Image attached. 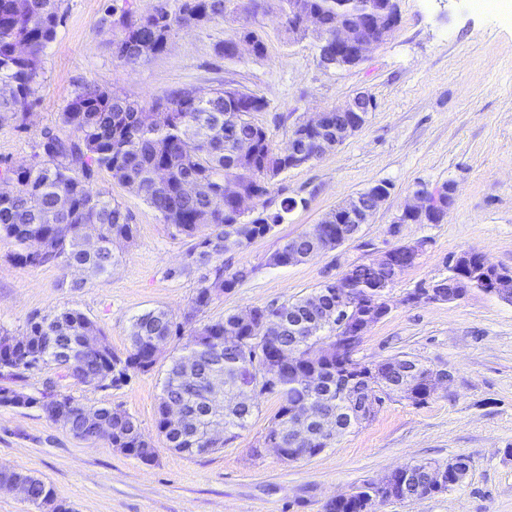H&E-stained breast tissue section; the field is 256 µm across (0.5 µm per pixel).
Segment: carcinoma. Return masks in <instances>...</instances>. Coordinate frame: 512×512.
<instances>
[{
    "label": "carcinoma",
    "mask_w": 512,
    "mask_h": 512,
    "mask_svg": "<svg viewBox=\"0 0 512 512\" xmlns=\"http://www.w3.org/2000/svg\"><path fill=\"white\" fill-rule=\"evenodd\" d=\"M63 0H0V112L27 114L36 101L41 78V57L55 39L61 19ZM283 27L303 33L304 16L288 11L290 0H279ZM382 0H306L308 10L321 16L323 23L336 24V7L375 8ZM243 20L237 34L253 41L255 53L265 55V43L250 20L261 7V0H174L163 20L143 24L131 9L122 10L119 23L122 37L114 42L113 54L124 65H135L164 52L172 35L179 29L197 27L224 19L229 4ZM237 98L224 96V89L203 92L195 88L180 89L165 98H156L146 107L96 83H87L69 100L62 122L71 135L67 139L46 133L41 153L32 163L0 172V235L14 240L18 250L13 260L21 265L41 266L48 263L66 269H81L91 276L109 272L116 263L114 247L130 243L134 227L121 204L89 186L92 172L105 170L113 180L141 198L158 213L175 234L190 239L188 264L203 268L199 287L177 322L163 309H153L137 316L130 332L131 350L122 358L105 344L97 350L84 349L89 337L101 335L98 325L75 310L49 312L31 320L21 336L0 327V405L29 407L51 399L65 415L63 427L72 435L88 432L84 418L93 412L111 427L108 441L112 447L146 463L156 459V449L146 441L132 415L120 408H89L50 381L52 392L34 398L8 386L26 375L42 370H72L89 386H114L130 374L151 370L158 362L155 343H168L177 336L183 349L193 357L171 356L162 384L157 426L175 451L202 455L216 448L210 443V400L207 385L212 377H224V391H231L250 373L256 346L251 328L240 323L238 314L196 326L197 317L205 312L214 298L249 278L251 270L232 269L224 265V253L232 247H246L270 234L281 223L283 214L295 208L291 198L281 201L280 209L268 212L269 185L291 168L288 154L275 150L268 132L255 124L249 115L261 112L265 99L254 92H236ZM195 182L205 184L198 195L183 191ZM240 197L253 200L251 218L239 222ZM92 227L97 246H87L83 229ZM336 238V225L315 224L309 230L287 240L268 258L272 266L295 265L326 246L322 237ZM349 282L354 290L393 282L392 269L372 267L362 262L352 265ZM295 321L313 322L316 312L305 299L280 305L257 307L261 317L275 319L286 312ZM336 328L313 340L331 343ZM310 330L283 324L270 340V347L298 357L311 346ZM382 378L361 379L336 397V359L322 363L327 385L314 392L285 375L263 384L259 393L276 394L281 404L271 419L264 439L275 440L285 447L282 458L300 459L288 443L291 409L309 399L325 402L331 409L348 410L353 405H370L381 392L395 397L404 370L415 368L414 377L425 383L429 366L407 355L381 361ZM182 403L193 414L191 430L172 425L167 419L170 405ZM254 403L224 408V433L247 427ZM17 480L29 484L31 504L36 512H73L57 499L44 480L15 471H0V490H9ZM427 478L425 464L412 467L405 478L397 469L380 484L358 487L346 500L324 504L323 512H365L371 497L380 500H409L439 493Z\"/></svg>",
    "instance_id": "1"
}]
</instances>
